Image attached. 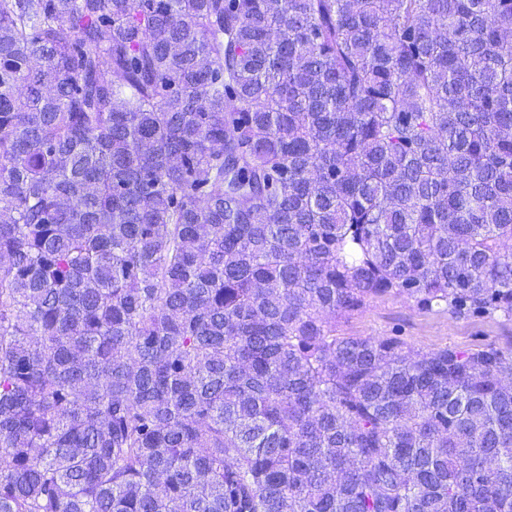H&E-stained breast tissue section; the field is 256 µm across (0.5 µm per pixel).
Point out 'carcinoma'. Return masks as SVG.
Segmentation results:
<instances>
[{"label":"carcinoma","mask_w":512,"mask_h":512,"mask_svg":"<svg viewBox=\"0 0 512 512\" xmlns=\"http://www.w3.org/2000/svg\"><path fill=\"white\" fill-rule=\"evenodd\" d=\"M512 0H0V512H512ZM336 335L361 338L396 337L406 354L455 346L465 350L479 343H493L512 351V317L453 315L437 308L423 309L403 296L375 297L354 315L336 319Z\"/></svg>","instance_id":"carcinoma-1"}]
</instances>
